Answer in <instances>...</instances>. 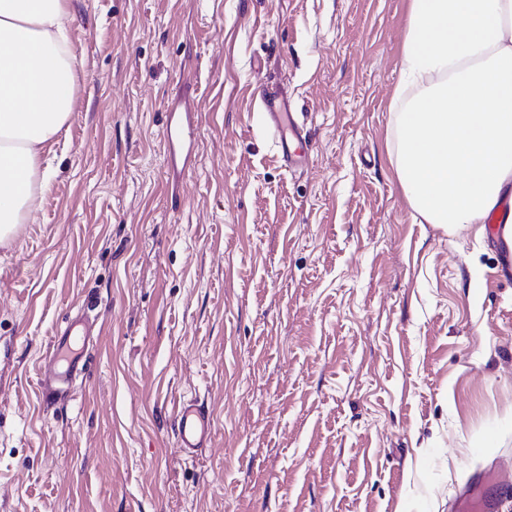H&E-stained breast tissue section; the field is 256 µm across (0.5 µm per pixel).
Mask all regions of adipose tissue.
<instances>
[{"label":"adipose tissue","instance_id":"1","mask_svg":"<svg viewBox=\"0 0 512 512\" xmlns=\"http://www.w3.org/2000/svg\"><path fill=\"white\" fill-rule=\"evenodd\" d=\"M71 0H0V244L30 223L79 89ZM393 97L396 178L425 221L512 203V0H411Z\"/></svg>","mask_w":512,"mask_h":512}]
</instances>
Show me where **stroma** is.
Returning <instances> with one entry per match:
<instances>
[{"label":"stroma","mask_w":512,"mask_h":512,"mask_svg":"<svg viewBox=\"0 0 512 512\" xmlns=\"http://www.w3.org/2000/svg\"><path fill=\"white\" fill-rule=\"evenodd\" d=\"M409 0H73L77 102L0 246V512H450L512 465V273L388 156ZM311 140L286 170L261 86ZM194 167L167 177L171 104ZM92 359L38 389L66 317ZM196 400L207 448H179ZM175 420L179 448L194 452L209 444L212 423L203 407L195 402H183L176 410Z\"/></svg>","instance_id":"35a3bbf8"}]
</instances>
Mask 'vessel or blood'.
<instances>
[{
  "instance_id": "b4317fda",
  "label": "vessel or blood",
  "mask_w": 512,
  "mask_h": 512,
  "mask_svg": "<svg viewBox=\"0 0 512 512\" xmlns=\"http://www.w3.org/2000/svg\"><path fill=\"white\" fill-rule=\"evenodd\" d=\"M262 101L268 114V126L288 169L304 166L307 156L302 149L303 125L288 110L287 98L274 90H263ZM168 165L177 175L194 166L196 126L189 106L174 105L168 110L163 132ZM91 332L86 318L68 319L64 328L52 336L49 364L41 372L38 385L45 398L59 395L62 384L69 382L84 365V351ZM176 437L180 448L194 452L206 447L212 435L208 412L197 403L185 402L175 413ZM512 494V469L496 470L487 482L472 484L455 501L454 512H497L503 497Z\"/></svg>"
}]
</instances>
